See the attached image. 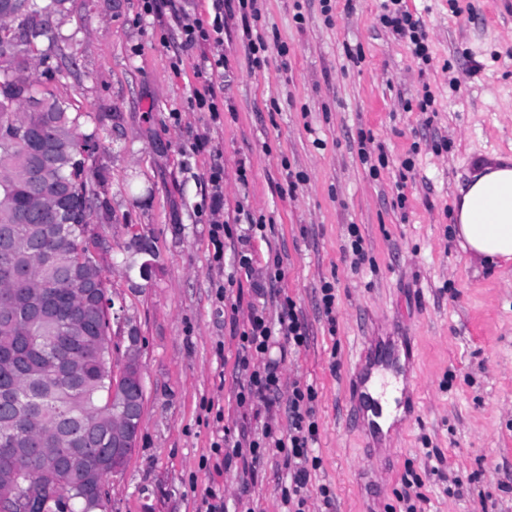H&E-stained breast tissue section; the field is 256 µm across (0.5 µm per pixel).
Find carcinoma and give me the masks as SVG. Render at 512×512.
Returning <instances> with one entry per match:
<instances>
[{"label":"carcinoma","instance_id":"obj_1","mask_svg":"<svg viewBox=\"0 0 512 512\" xmlns=\"http://www.w3.org/2000/svg\"><path fill=\"white\" fill-rule=\"evenodd\" d=\"M18 14L0 17V308L12 304L15 323L0 325V460L10 448L27 449L15 465L20 484L35 496L36 512H95L92 482L105 486L112 469V388L121 384L112 364V324L101 306L108 287L97 254L90 215L99 203L95 156L101 138L80 131L83 113L67 97L39 88L35 79L40 41L13 43L8 31L32 26L29 12L64 18L68 0H18ZM48 101L45 112L27 110L28 96ZM44 147L45 171L14 179L15 160L26 155L28 138ZM88 146L80 153L74 146ZM58 212V223L43 224L34 208ZM44 293L50 311L36 322L21 309L24 295ZM77 362V371L60 365ZM42 422L59 429L65 441L54 447L63 468L41 473L45 436L29 431Z\"/></svg>","mask_w":512,"mask_h":512}]
</instances>
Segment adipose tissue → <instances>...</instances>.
I'll use <instances>...</instances> for the list:
<instances>
[{
    "label": "adipose tissue",
    "mask_w": 512,
    "mask_h": 512,
    "mask_svg": "<svg viewBox=\"0 0 512 512\" xmlns=\"http://www.w3.org/2000/svg\"><path fill=\"white\" fill-rule=\"evenodd\" d=\"M475 172L455 204L461 249L485 263L512 262V157L476 160Z\"/></svg>",
    "instance_id": "1"
}]
</instances>
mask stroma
<instances>
[{"mask_svg": "<svg viewBox=\"0 0 512 512\" xmlns=\"http://www.w3.org/2000/svg\"><path fill=\"white\" fill-rule=\"evenodd\" d=\"M380 4L233 7L224 71L212 76L224 86L215 118L191 104L204 49L182 50L172 16L179 6L208 19L211 0H175L151 15L143 0H69L61 31L70 40L37 77L56 87L70 65V102L102 138L91 226L120 311L112 329L141 338L142 429L124 470L107 478V512H198L209 489L226 512H280L282 457L265 456L250 475L212 444L231 452L239 429L258 433L270 419L287 431L297 385L316 392L310 512H404L408 473L421 512H512V264L470 260L451 220L475 159L512 157V0H406L424 22V68L381 25ZM426 92L433 103L423 112ZM217 165L224 208L215 214ZM248 214L265 224L251 242L250 279L231 263ZM215 222L227 227L220 266ZM276 258L308 344L270 348L281 393L272 413L258 414L237 403L245 378L235 361L257 302L251 281ZM383 351L404 359L417 401L386 434L354 388Z\"/></svg>", "mask_w": 512, "mask_h": 512, "instance_id": "1", "label": "stroma"}]
</instances>
